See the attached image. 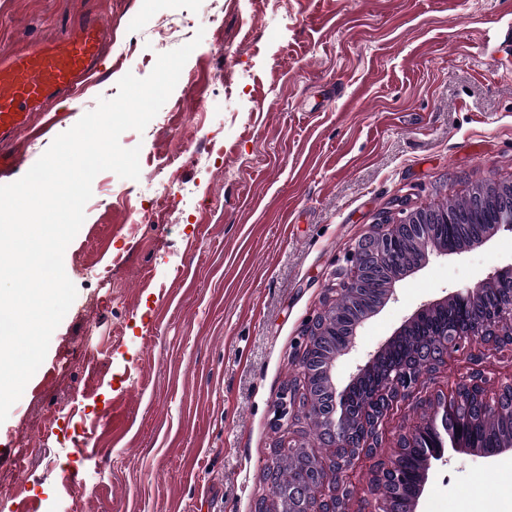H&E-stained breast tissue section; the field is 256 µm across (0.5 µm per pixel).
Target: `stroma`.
<instances>
[{
    "label": "stroma",
    "instance_id": "35a3bbf8",
    "mask_svg": "<svg viewBox=\"0 0 512 512\" xmlns=\"http://www.w3.org/2000/svg\"><path fill=\"white\" fill-rule=\"evenodd\" d=\"M90 6L110 50L43 135L18 136L22 170L126 73L203 39L145 130L120 137L140 150L139 179L92 184L64 254L76 298L0 423V448L37 434L24 461L0 466L16 486L0 512H255L274 448L313 440L303 418L276 428V408L355 238L512 179V0H219L214 23L209 0H0V52L65 33ZM182 14L193 27L159 42L158 21ZM166 164L217 206L155 212ZM80 256L89 270L73 271ZM511 260L505 228L429 254L358 327L337 388L422 305ZM468 371L456 354L421 375L381 448L348 469L352 512L401 434L440 425ZM74 447L95 484H71ZM510 485L512 453L454 452L433 462L417 512H512Z\"/></svg>",
    "mask_w": 512,
    "mask_h": 512
}]
</instances>
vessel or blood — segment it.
<instances>
[{
    "instance_id": "obj_1",
    "label": "vessel or blood",
    "mask_w": 512,
    "mask_h": 512,
    "mask_svg": "<svg viewBox=\"0 0 512 512\" xmlns=\"http://www.w3.org/2000/svg\"><path fill=\"white\" fill-rule=\"evenodd\" d=\"M106 38L100 19L89 14L63 38L26 42L0 55V173L18 164L7 142L32 131L34 112H47L96 71Z\"/></svg>"
}]
</instances>
